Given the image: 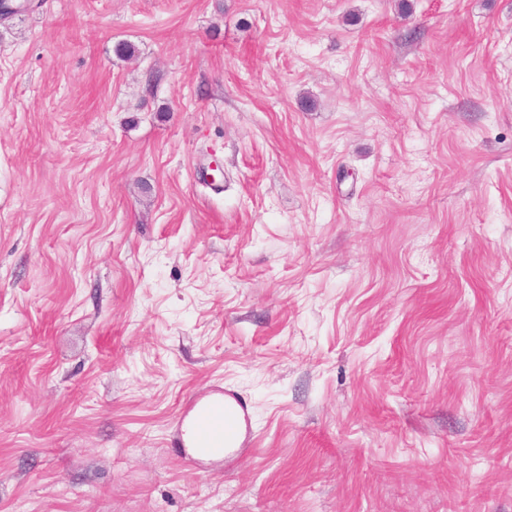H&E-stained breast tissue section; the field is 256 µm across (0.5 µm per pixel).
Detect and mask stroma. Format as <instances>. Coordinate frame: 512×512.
I'll return each mask as SVG.
<instances>
[{
    "label": "stroma",
    "mask_w": 512,
    "mask_h": 512,
    "mask_svg": "<svg viewBox=\"0 0 512 512\" xmlns=\"http://www.w3.org/2000/svg\"><path fill=\"white\" fill-rule=\"evenodd\" d=\"M0 512H512V0L0 20ZM214 400L224 401V447H226L234 442L238 429L247 430L250 424L249 412L246 407L235 400L230 399L229 401L235 402V404H230L221 394L207 396L200 403ZM194 410L183 420L181 424V439L183 447L186 449V451L199 459L204 460H219L224 458V455L227 454H218V455H205L200 454L197 452L195 445H194V432H195V421H194Z\"/></svg>",
    "instance_id": "1"
}]
</instances>
